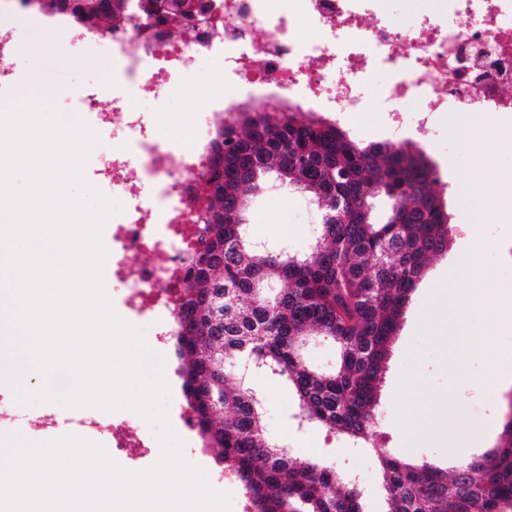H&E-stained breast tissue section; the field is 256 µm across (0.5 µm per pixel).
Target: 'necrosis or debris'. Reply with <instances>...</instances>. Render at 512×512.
<instances>
[{
    "mask_svg": "<svg viewBox=\"0 0 512 512\" xmlns=\"http://www.w3.org/2000/svg\"><path fill=\"white\" fill-rule=\"evenodd\" d=\"M194 12L141 29L134 21L113 24L110 39L94 28L77 37L104 45L116 62L112 107L80 89L74 104L93 127L112 134L111 149L94 174L125 195L122 212L103 230L108 251L104 279L124 288L121 312L152 311L159 338L176 315L187 262L206 226L198 198L205 172L209 125L187 140L162 139L156 114L133 108L132 98L154 102L162 88L190 81L201 67L221 70L225 84L246 92L270 83L356 119L374 74L381 111L402 120V103L418 101L420 132L448 112H478L489 120L512 118V0H431L412 27L387 16L384 0H196ZM376 18L364 26L362 18ZM152 254L151 265L134 270L130 260ZM73 435L93 437L129 457L150 453L155 440L143 418L70 419Z\"/></svg>",
    "mask_w": 512,
    "mask_h": 512,
    "instance_id": "obj_1",
    "label": "necrosis or debris"
}]
</instances>
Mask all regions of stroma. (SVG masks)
Masks as SVG:
<instances>
[{
  "label": "stroma",
  "instance_id": "35a3bbf8",
  "mask_svg": "<svg viewBox=\"0 0 512 512\" xmlns=\"http://www.w3.org/2000/svg\"><path fill=\"white\" fill-rule=\"evenodd\" d=\"M12 66L16 80L0 90V108L36 95L70 113L74 110V94L80 88H96L101 104H108L116 64L104 48L80 43L72 35L66 44L38 54L16 52ZM260 97L276 110L290 107L307 118L324 117L339 123L362 143L411 142L435 165L440 177L438 189L448 207L453 230L447 251L431 259L415 288L393 341L381 387L383 438L378 445L401 460H425L443 468L492 448L505 418L512 413V324H500L485 348L462 363L457 360L452 344L444 339L446 324L436 307L439 288L457 290L469 285L464 273L454 266L457 253L466 244L461 225H469L488 239L512 242V141L502 136L496 124L487 121L482 131L487 144L485 152H467L461 146L466 127L451 114L438 119L435 136L419 134L415 129L418 104L413 99L403 104V124L392 127L374 104L357 120L347 121L340 113L325 112L317 104L276 88L262 91ZM197 121L198 112L190 95L172 89L165 91L157 124L167 138H176L181 131L189 132ZM473 181L487 195L484 208L472 209L463 204L461 189ZM317 219V208L308 197L275 187L252 206L250 230L257 237L287 243L291 251L302 253L310 246L311 229ZM484 265L492 274V305L497 307L511 300L512 245L504 252L488 250ZM132 324L146 340V370H153L158 364L163 367L171 388L166 400L168 417L176 419L186 400L177 389L176 370L180 361L175 342L156 341L155 325L148 319L136 318ZM253 384L264 400L265 432L269 438L283 444L294 461L324 458L341 471L359 473L365 512H385L373 450L353 447L342 435L323 428L297 429L292 419L297 400L287 385L261 375L254 377ZM19 395L14 386H0V400L22 416L17 424L0 429V440H52V433L39 425L42 416L51 412L65 418L70 416V409L56 403L27 404ZM447 418L469 430L468 447H451L431 429L433 420ZM193 444V439H186L184 458L203 468L216 490L230 493L232 512H239L243 491L238 484L223 481L224 467L217 462L218 448L213 446L197 453Z\"/></svg>",
  "mask_w": 512,
  "mask_h": 512
}]
</instances>
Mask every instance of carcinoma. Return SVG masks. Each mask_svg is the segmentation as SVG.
<instances>
[{
  "label": "carcinoma",
  "instance_id": "1",
  "mask_svg": "<svg viewBox=\"0 0 512 512\" xmlns=\"http://www.w3.org/2000/svg\"><path fill=\"white\" fill-rule=\"evenodd\" d=\"M33 11L112 30L119 0H25ZM203 223L217 225L189 259L176 319L182 389L200 432L221 449L224 475L241 486L245 512H364L360 481L321 461L297 463L265 435L261 395L236 375L253 372L291 387L294 418L363 447L379 436L380 387L390 346L431 257L451 226L435 190L439 173L406 144H362L326 119L269 112L253 103L224 109L209 146ZM277 183L312 196L321 214L309 252L263 250L249 231L254 196ZM310 336L336 347L320 371L302 352ZM234 383H229L230 377ZM387 512H512V417L496 445L455 467L377 452Z\"/></svg>",
  "mask_w": 512,
  "mask_h": 512
}]
</instances>
